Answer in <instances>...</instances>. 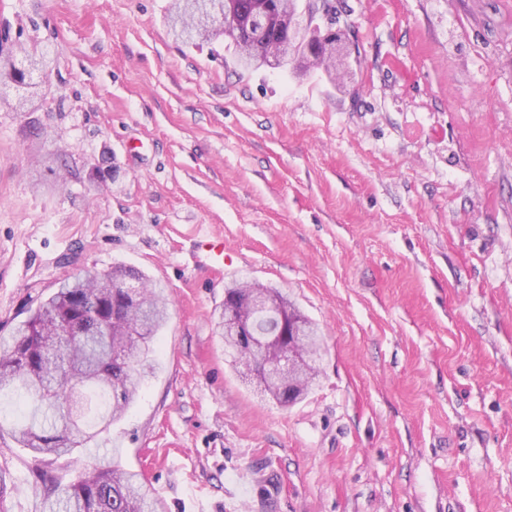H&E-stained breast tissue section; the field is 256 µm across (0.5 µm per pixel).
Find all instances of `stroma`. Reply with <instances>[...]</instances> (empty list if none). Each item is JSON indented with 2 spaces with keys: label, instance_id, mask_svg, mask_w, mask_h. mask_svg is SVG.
Returning <instances> with one entry per match:
<instances>
[{
  "label": "stroma",
  "instance_id": "1",
  "mask_svg": "<svg viewBox=\"0 0 512 512\" xmlns=\"http://www.w3.org/2000/svg\"><path fill=\"white\" fill-rule=\"evenodd\" d=\"M354 79L240 69L171 0H0L51 92L0 108V336L57 282L166 288L157 365L70 480L167 512H512V0H341ZM224 276L194 267L196 226ZM278 288L326 351L282 408L237 376L224 286ZM0 398V512H46ZM195 247L191 255L194 264L211 265L220 270L224 269V239L213 235L199 226L195 234Z\"/></svg>",
  "mask_w": 512,
  "mask_h": 512
}]
</instances>
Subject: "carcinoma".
<instances>
[{"label":"carcinoma","instance_id":"cac0c4a2","mask_svg":"<svg viewBox=\"0 0 512 512\" xmlns=\"http://www.w3.org/2000/svg\"><path fill=\"white\" fill-rule=\"evenodd\" d=\"M254 0H235L238 29L226 39L240 50V57L265 56L294 39L283 17L289 0H268L265 16L255 14ZM326 25L307 28L308 41L296 52L313 50L322 55L336 32V8L325 14ZM127 276L142 285L136 304L119 306L112 320L100 321L98 308L112 306L113 278ZM254 292H265L294 314L299 311L276 288L249 281L225 287L224 309L250 318L261 331L271 315L250 317L244 301ZM165 289L140 271L115 266L110 271L87 270L65 281L55 292L17 324L9 337L0 336V396L11 395L21 405H31L28 423L15 439L35 457L55 460L70 455L110 429L137 396L146 376L156 365L155 338L167 320ZM117 351L120 357L112 358ZM315 379L309 371L295 395H272L282 406L307 394ZM36 485L45 487L49 512H166L147 477L117 466L85 468L67 485L44 470Z\"/></svg>","mask_w":512,"mask_h":512}]
</instances>
